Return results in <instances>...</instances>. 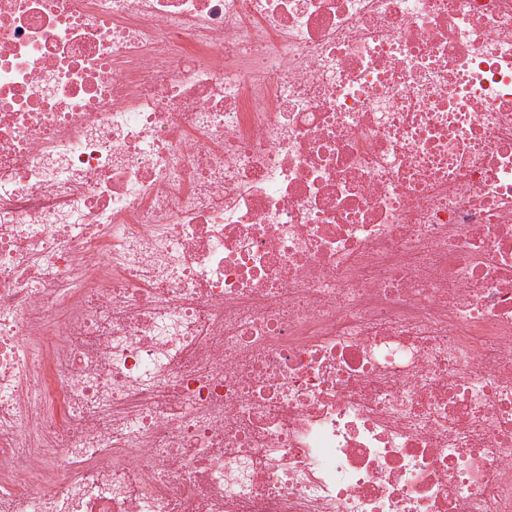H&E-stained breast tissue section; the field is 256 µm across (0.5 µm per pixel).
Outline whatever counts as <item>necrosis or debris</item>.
<instances>
[{
    "label": "necrosis or debris",
    "instance_id": "obj_1",
    "mask_svg": "<svg viewBox=\"0 0 512 512\" xmlns=\"http://www.w3.org/2000/svg\"><path fill=\"white\" fill-rule=\"evenodd\" d=\"M0 512H512V0H0Z\"/></svg>",
    "mask_w": 512,
    "mask_h": 512
}]
</instances>
